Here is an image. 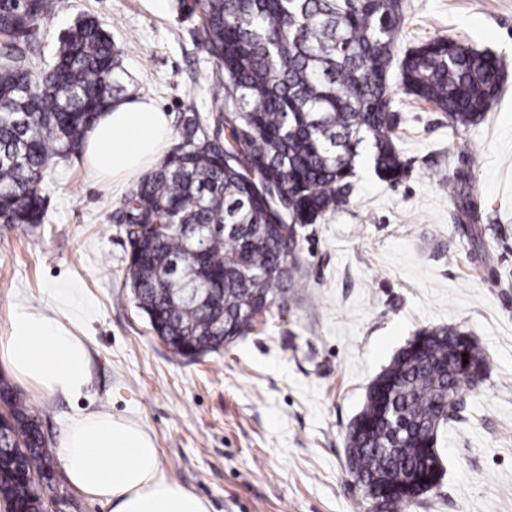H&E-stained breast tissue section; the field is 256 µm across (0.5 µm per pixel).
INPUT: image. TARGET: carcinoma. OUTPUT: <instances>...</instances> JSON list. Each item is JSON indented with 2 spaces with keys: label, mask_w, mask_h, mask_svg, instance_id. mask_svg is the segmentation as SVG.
Here are the masks:
<instances>
[{
  "label": "carcinoma",
  "mask_w": 512,
  "mask_h": 512,
  "mask_svg": "<svg viewBox=\"0 0 512 512\" xmlns=\"http://www.w3.org/2000/svg\"><path fill=\"white\" fill-rule=\"evenodd\" d=\"M57 0H0V224H40L42 182L81 148L86 129L124 92L112 35L84 17L35 73L26 29ZM216 59L224 109L213 132L191 119L183 143L120 204L129 244L125 283L170 351L213 353L253 331L301 286L299 230L347 204L361 150L390 184L406 168L388 75L403 0H182ZM404 94L437 106L454 131L477 124L501 94L497 56L439 34L398 65ZM168 224L166 232L155 225ZM204 239L189 250L187 232ZM208 295L198 304L191 288ZM468 363H463V354ZM488 359L465 332L422 331L385 367L355 417L347 447L360 481L380 486L377 512H411L442 477L433 428L448 398L483 376ZM0 401V498L10 512H47L53 458L39 418L5 380Z\"/></svg>",
  "instance_id": "1"
}]
</instances>
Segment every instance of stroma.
Segmentation results:
<instances>
[{
    "instance_id": "stroma-1",
    "label": "stroma",
    "mask_w": 512,
    "mask_h": 512,
    "mask_svg": "<svg viewBox=\"0 0 512 512\" xmlns=\"http://www.w3.org/2000/svg\"><path fill=\"white\" fill-rule=\"evenodd\" d=\"M395 57L438 32L504 62V92L484 121L453 132L444 112L390 76L406 175L390 185L359 157L347 204L305 226L302 285L257 326L190 361L155 335L125 284L129 245L112 217L130 183L94 179L82 154L45 176L43 224H0V344L14 307L69 323L91 352L87 390L49 397L13 387L57 448L67 419L108 411L141 424L178 485L211 512H368L345 437L373 379L424 328L455 325L489 367L439 434L444 476L412 512H512V0H404ZM97 17L122 50L126 96H146L201 127L223 101L218 69L179 0H62L36 34L34 70L59 36ZM465 176L479 233L458 219L440 176ZM53 512H111L53 477Z\"/></svg>"
}]
</instances>
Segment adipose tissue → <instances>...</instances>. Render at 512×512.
Returning a JSON list of instances; mask_svg holds the SVG:
<instances>
[{
    "instance_id": "adipose-tissue-1",
    "label": "adipose tissue",
    "mask_w": 512,
    "mask_h": 512,
    "mask_svg": "<svg viewBox=\"0 0 512 512\" xmlns=\"http://www.w3.org/2000/svg\"><path fill=\"white\" fill-rule=\"evenodd\" d=\"M171 121L154 102L113 103L91 126L84 160L101 181L120 183L149 169L172 139ZM89 348L63 321L16 307L0 344V365L48 396L77 397L89 383ZM68 482L111 504L112 512H210L207 500L171 481L151 434L109 412L73 415L57 448Z\"/></svg>"
}]
</instances>
